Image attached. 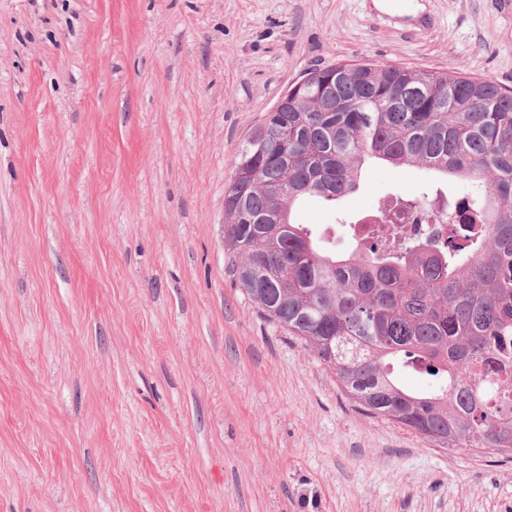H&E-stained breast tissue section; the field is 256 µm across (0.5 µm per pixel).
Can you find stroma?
<instances>
[{"mask_svg": "<svg viewBox=\"0 0 512 512\" xmlns=\"http://www.w3.org/2000/svg\"><path fill=\"white\" fill-rule=\"evenodd\" d=\"M0 0V512H512V459L356 409L227 268L224 188L307 70L512 88V0ZM372 165L296 223L336 254Z\"/></svg>", "mask_w": 512, "mask_h": 512, "instance_id": "stroma-1", "label": "stroma"}]
</instances>
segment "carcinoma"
<instances>
[{
	"label": "carcinoma",
	"mask_w": 512,
	"mask_h": 512,
	"mask_svg": "<svg viewBox=\"0 0 512 512\" xmlns=\"http://www.w3.org/2000/svg\"><path fill=\"white\" fill-rule=\"evenodd\" d=\"M305 77L238 153L255 164L244 193L224 200L241 287L362 411L446 448L512 455V90L369 61ZM376 160L474 185L454 214L437 194L400 202L448 225V239L336 256L292 222L306 196L357 191ZM395 361L439 385L401 388Z\"/></svg>",
	"instance_id": "obj_1"
}]
</instances>
